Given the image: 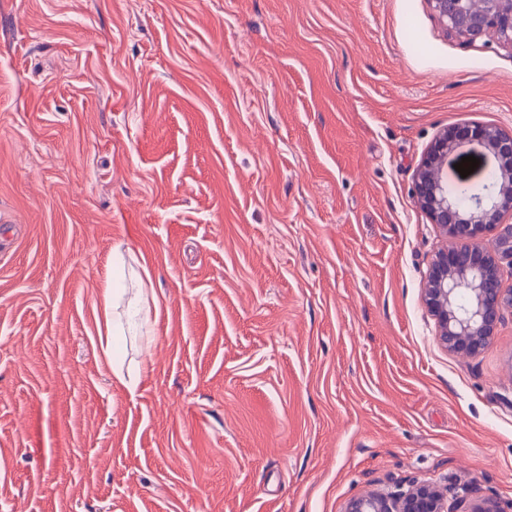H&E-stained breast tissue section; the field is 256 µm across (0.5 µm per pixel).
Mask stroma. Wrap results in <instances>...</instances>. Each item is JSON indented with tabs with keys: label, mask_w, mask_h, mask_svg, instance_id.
Segmentation results:
<instances>
[{
	"label": "stroma",
	"mask_w": 512,
	"mask_h": 512,
	"mask_svg": "<svg viewBox=\"0 0 512 512\" xmlns=\"http://www.w3.org/2000/svg\"><path fill=\"white\" fill-rule=\"evenodd\" d=\"M467 125L512 130V48L428 0H0V512L512 506V313L469 357L422 302L415 173ZM119 288L117 282L112 280V287L109 285L104 289V311H105V333L99 328V337L104 354L110 360L112 354V345L114 336H118V324L116 321V309L118 308V300L120 299ZM346 512H503L473 499V488L448 487L440 491L430 483H416L407 490L370 494L353 499Z\"/></svg>",
	"instance_id": "obj_1"
}]
</instances>
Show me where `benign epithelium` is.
Wrapping results in <instances>:
<instances>
[{
    "label": "benign epithelium",
    "instance_id": "1",
    "mask_svg": "<svg viewBox=\"0 0 512 512\" xmlns=\"http://www.w3.org/2000/svg\"><path fill=\"white\" fill-rule=\"evenodd\" d=\"M445 29L478 48L493 43L512 47V0H428ZM493 152L498 166L492 185L466 204L448 191L443 172L448 152L466 144ZM415 196L449 245L434 255L424 288V302L435 318L438 338L451 352L472 355L489 344L505 310H512V289L503 288L504 270L512 274V130L473 126L444 130L428 150L415 179ZM488 245H480L481 241ZM346 512H503L473 499V488L444 491L416 483L390 494L352 500Z\"/></svg>",
    "mask_w": 512,
    "mask_h": 512
}]
</instances>
